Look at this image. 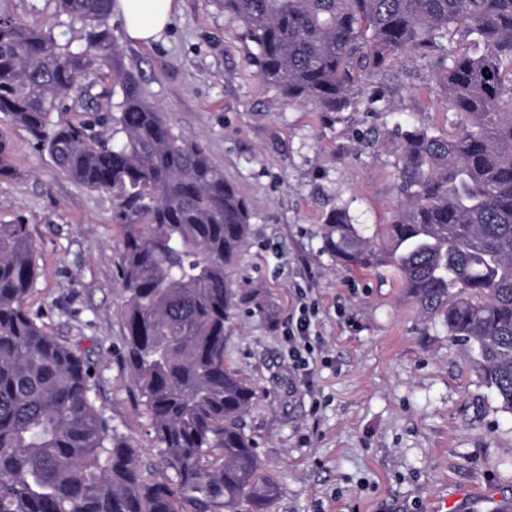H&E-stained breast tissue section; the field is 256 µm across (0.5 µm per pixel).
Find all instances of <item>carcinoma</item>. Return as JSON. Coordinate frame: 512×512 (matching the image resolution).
Masks as SVG:
<instances>
[{
	"instance_id": "1",
	"label": "carcinoma",
	"mask_w": 512,
	"mask_h": 512,
	"mask_svg": "<svg viewBox=\"0 0 512 512\" xmlns=\"http://www.w3.org/2000/svg\"><path fill=\"white\" fill-rule=\"evenodd\" d=\"M58 2L86 46L1 17L0 113L74 182L112 192L127 363L165 472H145L97 405L88 362L28 310L33 240L26 224H0V512H268L278 486L243 426L254 390L224 364L247 199L119 66L106 29L115 0ZM222 2L257 48L260 79L323 112L345 107L357 70L381 71L396 53L447 61L439 84L463 123L452 136L403 134L387 246L339 209L326 249L346 267L396 268L422 313L477 347L511 412L512 0ZM457 35L477 51L456 49ZM98 72L119 101L95 91ZM77 109V123L55 118ZM11 153L0 134V175L13 172Z\"/></svg>"
}]
</instances>
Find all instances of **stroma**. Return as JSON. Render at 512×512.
Listing matches in <instances>:
<instances>
[{"label": "stroma", "mask_w": 512, "mask_h": 512, "mask_svg": "<svg viewBox=\"0 0 512 512\" xmlns=\"http://www.w3.org/2000/svg\"><path fill=\"white\" fill-rule=\"evenodd\" d=\"M0 15L85 43L57 0H0ZM122 66L175 131L200 142L247 199V245L231 285L251 295L225 326L226 363L255 390L244 415L261 472L279 487L270 512H493L512 500V412L475 365L474 345L423 317L389 265L348 270L324 247L330 212L382 242L400 199L401 133L455 131L433 57L392 56L361 72L345 108L288 102L264 84L241 23L222 0H178L146 45L107 22ZM13 174L0 176V224L24 222L38 278L28 300L46 329L83 353L111 426L158 468L151 419L131 380L112 194L72 181L0 114ZM310 311L298 367L288 333Z\"/></svg>", "instance_id": "obj_1"}]
</instances>
